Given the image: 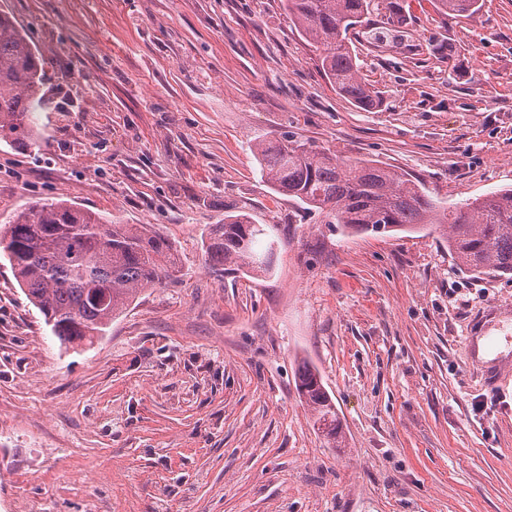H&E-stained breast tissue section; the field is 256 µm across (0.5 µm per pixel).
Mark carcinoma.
Wrapping results in <instances>:
<instances>
[{
  "label": "carcinoma",
  "instance_id": "cac0c4a2",
  "mask_svg": "<svg viewBox=\"0 0 512 512\" xmlns=\"http://www.w3.org/2000/svg\"><path fill=\"white\" fill-rule=\"evenodd\" d=\"M300 34L320 47L321 67L337 92L370 111L379 98L358 77V63L345 39L382 0H282ZM441 11L474 15L479 0H438ZM40 56L14 18L0 10V143L32 149L38 135L28 119L42 86ZM254 155L263 181L309 209H319L355 234H415L445 228L448 252L467 271L512 274V189H502L457 207L430 198L403 174L371 160L338 159L307 150L286 138H255ZM246 215H226L209 242L205 263L226 273H267L276 239ZM0 248L18 285L43 315L64 348L91 344L107 334L147 287L179 272L169 240L149 224H124L70 201L29 204L0 229ZM298 391L327 443L341 447L336 407L315 368L304 365Z\"/></svg>",
  "mask_w": 512,
  "mask_h": 512
}]
</instances>
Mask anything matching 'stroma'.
Listing matches in <instances>:
<instances>
[{
	"mask_svg": "<svg viewBox=\"0 0 512 512\" xmlns=\"http://www.w3.org/2000/svg\"><path fill=\"white\" fill-rule=\"evenodd\" d=\"M349 33L381 104L340 96L281 0H0L43 62L38 146L0 144V225L68 200L180 261L61 348L0 251V512H512V275L438 234L351 235L263 182L256 136L361 158L454 207L512 188V0H391ZM283 234L266 274L205 266L225 215ZM320 373L329 447L296 388Z\"/></svg>",
	"mask_w": 512,
	"mask_h": 512,
	"instance_id": "stroma-1",
	"label": "stroma"
}]
</instances>
